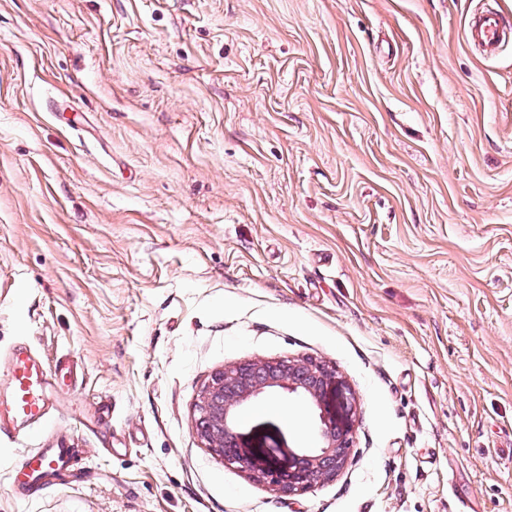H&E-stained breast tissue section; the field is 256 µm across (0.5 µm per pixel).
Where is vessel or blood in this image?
Wrapping results in <instances>:
<instances>
[{"label":"vessel or blood","instance_id":"b4317fda","mask_svg":"<svg viewBox=\"0 0 512 512\" xmlns=\"http://www.w3.org/2000/svg\"><path fill=\"white\" fill-rule=\"evenodd\" d=\"M466 39L489 57L495 56L505 45L512 43V23L507 22L495 8L476 10L467 20ZM65 364L49 367L31 348L14 347L10 353V400L0 406V434L7 424L35 425L47 420L55 405L52 379L67 376ZM76 450L66 442L37 449L22 461L29 484L40 487L43 478L59 473L73 464Z\"/></svg>","mask_w":512,"mask_h":512}]
</instances>
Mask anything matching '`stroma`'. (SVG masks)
<instances>
[{"label": "stroma", "mask_w": 512, "mask_h": 512, "mask_svg": "<svg viewBox=\"0 0 512 512\" xmlns=\"http://www.w3.org/2000/svg\"><path fill=\"white\" fill-rule=\"evenodd\" d=\"M512 0H0V400L9 352L72 359L0 440V512H512ZM336 368V480L281 494L194 430L210 375ZM284 395L244 411L307 443ZM67 439L39 495L13 468ZM466 39L487 57L512 43V24L493 7L476 10L467 20Z\"/></svg>", "instance_id": "stroma-1"}]
</instances>
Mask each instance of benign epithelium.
<instances>
[{
    "mask_svg": "<svg viewBox=\"0 0 512 512\" xmlns=\"http://www.w3.org/2000/svg\"><path fill=\"white\" fill-rule=\"evenodd\" d=\"M286 394L317 411L312 442L275 458L280 429L267 422L239 432L244 410ZM335 404H330L329 395ZM355 398L336 369L315 360H248L215 371L203 387L194 420L205 447L255 481L294 494L335 479L353 448Z\"/></svg>",
    "mask_w": 512,
    "mask_h": 512,
    "instance_id": "benign-epithelium-1",
    "label": "benign epithelium"
}]
</instances>
